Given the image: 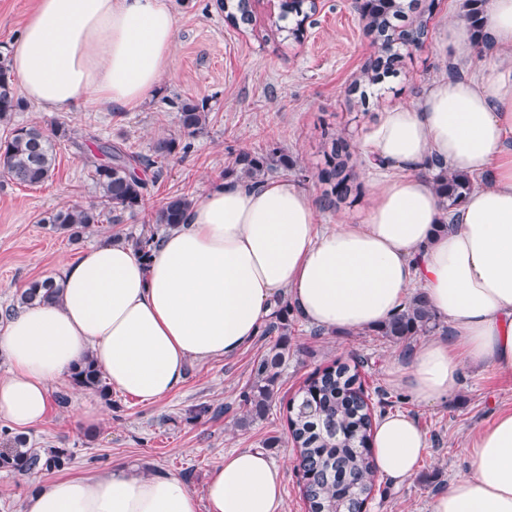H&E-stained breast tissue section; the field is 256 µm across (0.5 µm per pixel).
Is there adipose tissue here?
<instances>
[{"label": "adipose tissue", "mask_w": 512, "mask_h": 512, "mask_svg": "<svg viewBox=\"0 0 512 512\" xmlns=\"http://www.w3.org/2000/svg\"><path fill=\"white\" fill-rule=\"evenodd\" d=\"M176 26L166 0H39L10 67L43 111H130L169 72ZM484 33L489 54L466 27H443L438 48L475 59V74L435 79L416 102L385 109L364 137L373 182L359 221L322 227L294 180L227 177L150 260L120 242L65 260L60 300L16 307L0 325L10 363L0 418L21 431L41 423L51 385L88 358L114 390L158 401L189 362L247 346L281 295L308 323L355 332L384 324L419 287L449 326L391 364L419 403L447 400L467 366L512 374V0H487ZM436 158L480 180L451 214L427 173ZM426 446L414 417L389 413L374 429L373 462L400 483ZM464 454L467 473L429 512H512V410L474 430ZM24 512H283L282 471L262 449L236 448L199 495L176 475L117 466L43 484Z\"/></svg>", "instance_id": "ef3b65f1"}]
</instances>
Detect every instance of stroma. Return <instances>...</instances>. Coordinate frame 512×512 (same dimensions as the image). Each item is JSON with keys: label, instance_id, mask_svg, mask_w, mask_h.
<instances>
[{"label": "stroma", "instance_id": "obj_1", "mask_svg": "<svg viewBox=\"0 0 512 512\" xmlns=\"http://www.w3.org/2000/svg\"><path fill=\"white\" fill-rule=\"evenodd\" d=\"M178 20L174 63L141 106L128 112H44L27 104L11 124L0 123V137L10 125L68 129L70 140L57 145V166L44 184L22 187L0 176V307L17 303L19 290L35 280L57 276L69 256L110 239L128 240L149 227V214L165 197L184 193L199 196L224 178L237 153L281 148L293 162L285 177L299 182L320 199L316 178L325 162V137L335 134L359 149L368 129L384 108L417 100L436 78L449 69L470 74L468 61L452 59L437 48V35L448 19L461 18L463 0H436L426 11L427 35L405 47L397 77L375 86L367 108L350 103L348 88L376 46L352 0H316V11L305 23L304 38L294 40L271 33L269 19L279 11L277 0H254L252 20L234 27L224 19L220 0H167ZM37 0H0V56L8 57L12 43ZM203 104L206 127L195 136L184 134L177 111L185 100ZM172 137L190 143L189 151L163 160L148 174L144 205L121 223L102 218L79 240L42 224L49 211L75 204L98 203L99 195L84 164L77 142L109 140L144 157L151 156L157 139ZM354 170L359 196L320 212L324 224H347L360 219L368 206L370 177L362 157ZM297 311L288 315V363L269 414L240 427L236 418L245 408L241 394L256 362L275 344L272 336H256L232 357L190 363L183 383L154 403H141L121 392L111 400L74 387L62 378L51 395L66 394V405H52L47 418L29 428L28 439L39 446L70 449L69 477L103 476L124 465L147 474L158 470L181 476L201 492L214 465L230 448H260L270 437L279 440L269 455L283 474L284 512H308L302 495L287 422L290 404L299 403L305 380L315 371L361 356L360 370L369 402L378 412L403 411L413 416L427 436L416 475L401 484L376 476L366 512H428L430 500L446 488L455 474L465 471L462 448L468 434L487 423L494 412L512 407V375L492 368H464L447 402L424 405L395 386L388 373L391 358L412 349L413 340L391 342L378 330L352 334L323 331ZM211 414L196 416L200 404ZM97 409L99 418L87 424L81 407ZM56 473L14 476L0 472V512H22L25 497Z\"/></svg>", "mask_w": 512, "mask_h": 512}]
</instances>
